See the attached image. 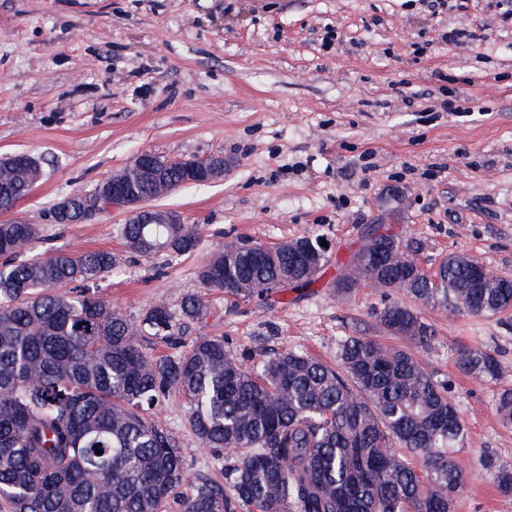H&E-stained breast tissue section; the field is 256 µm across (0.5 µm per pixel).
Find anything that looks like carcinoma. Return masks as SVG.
<instances>
[{"label": "carcinoma", "instance_id": "carcinoma-1", "mask_svg": "<svg viewBox=\"0 0 512 512\" xmlns=\"http://www.w3.org/2000/svg\"><path fill=\"white\" fill-rule=\"evenodd\" d=\"M27 194V176L0 173V210ZM36 224L0 223V501L9 512H165L188 480L172 433L153 419L171 393L185 403V426L206 448H231L224 484L207 479L181 500L182 512H455L464 477L453 453L466 425L448 379L428 371L420 349L435 348V331L414 309L387 301L381 328L405 342L371 336L338 342L337 364L292 348L248 369L224 339L180 336L203 319L207 305L185 296L130 319L99 297L97 281L118 268L106 251H55L16 263L38 239ZM355 255L341 293L372 276L388 292L472 317L512 309V282L492 276L474 286L476 260L449 255L433 282L417 270L410 284L378 254L409 248L394 234L371 237ZM127 248L143 256H182L199 242L195 224H125ZM320 236L269 249L255 242L220 250L197 268L205 288L235 298L275 296L318 276L304 273L296 253ZM146 336L176 352L154 357ZM459 369L496 381L495 354L463 349ZM497 412L512 426V389ZM102 454H96V450ZM482 470L512 497V462L483 451Z\"/></svg>", "mask_w": 512, "mask_h": 512}]
</instances>
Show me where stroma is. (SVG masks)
<instances>
[{
    "mask_svg": "<svg viewBox=\"0 0 512 512\" xmlns=\"http://www.w3.org/2000/svg\"><path fill=\"white\" fill-rule=\"evenodd\" d=\"M447 24L476 31L477 41L432 44L435 21L418 0H0V156L27 152L44 169L0 222L38 225L35 255L118 256L120 271L98 291L129 317L202 295L208 313L187 338L223 337L232 351L251 352L252 368L288 347L334 361L346 336L391 343L374 317L380 289L330 290L368 227L384 224L411 241L426 270L464 253L512 279V20L469 0ZM445 85L458 111H439ZM144 150L234 160L223 181L148 203L198 225L193 253H129L121 213L54 222L58 202ZM309 234L331 245L309 287L242 302L196 279L225 245ZM418 312L438 336L419 358L451 380L467 428L454 453L466 477L455 512H512V498L477 462L486 449L512 461V427L496 409L500 389L512 388V310ZM463 348L494 353L500 380L463 373ZM157 416L184 451L182 494L198 477L223 481L213 451L185 428L177 396Z\"/></svg>",
    "mask_w": 512,
    "mask_h": 512,
    "instance_id": "35a3bbf8",
    "label": "stroma"
}]
</instances>
